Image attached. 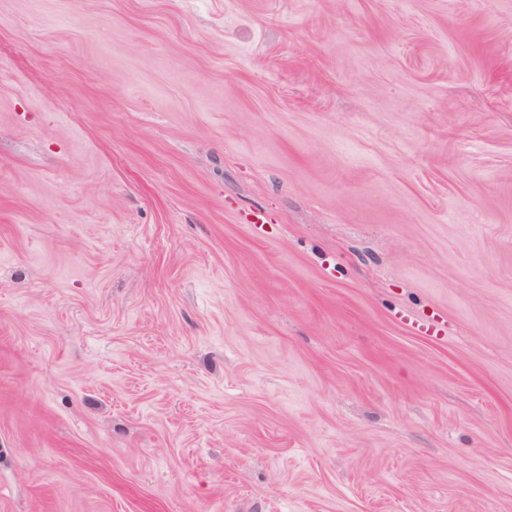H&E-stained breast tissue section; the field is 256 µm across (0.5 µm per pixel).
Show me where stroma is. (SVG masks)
I'll list each match as a JSON object with an SVG mask.
<instances>
[{
	"instance_id": "1",
	"label": "stroma",
	"mask_w": 512,
	"mask_h": 512,
	"mask_svg": "<svg viewBox=\"0 0 512 512\" xmlns=\"http://www.w3.org/2000/svg\"><path fill=\"white\" fill-rule=\"evenodd\" d=\"M0 512H512V0H0Z\"/></svg>"
}]
</instances>
